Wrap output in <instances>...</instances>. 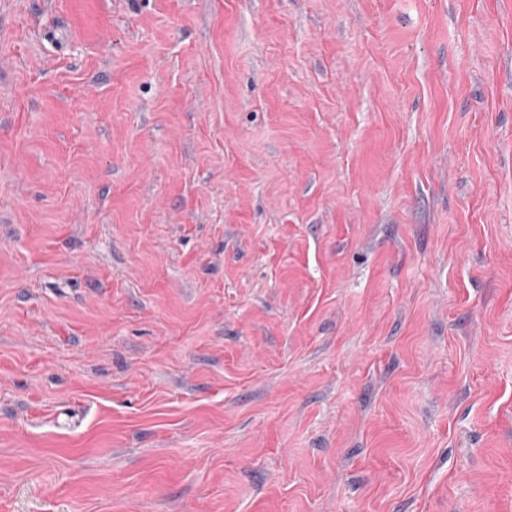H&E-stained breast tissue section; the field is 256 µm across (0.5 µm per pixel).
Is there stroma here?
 <instances>
[{
	"instance_id": "obj_1",
	"label": "stroma",
	"mask_w": 512,
	"mask_h": 512,
	"mask_svg": "<svg viewBox=\"0 0 512 512\" xmlns=\"http://www.w3.org/2000/svg\"><path fill=\"white\" fill-rule=\"evenodd\" d=\"M0 512H512V0H0Z\"/></svg>"
}]
</instances>
